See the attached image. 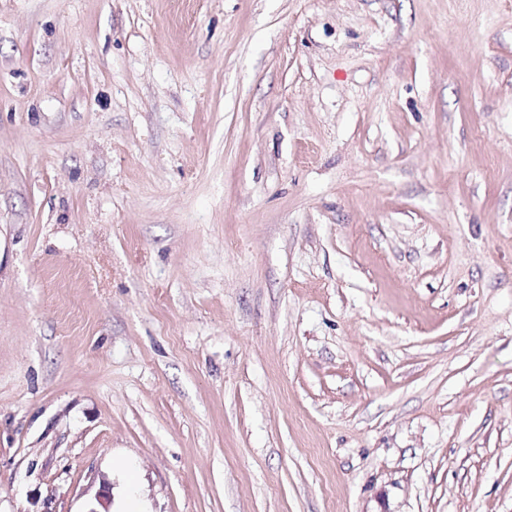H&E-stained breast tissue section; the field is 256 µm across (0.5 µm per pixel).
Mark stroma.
Here are the masks:
<instances>
[{"label": "stroma", "mask_w": 512, "mask_h": 512, "mask_svg": "<svg viewBox=\"0 0 512 512\" xmlns=\"http://www.w3.org/2000/svg\"><path fill=\"white\" fill-rule=\"evenodd\" d=\"M104 481L512 512V0H0V512Z\"/></svg>", "instance_id": "obj_1"}]
</instances>
